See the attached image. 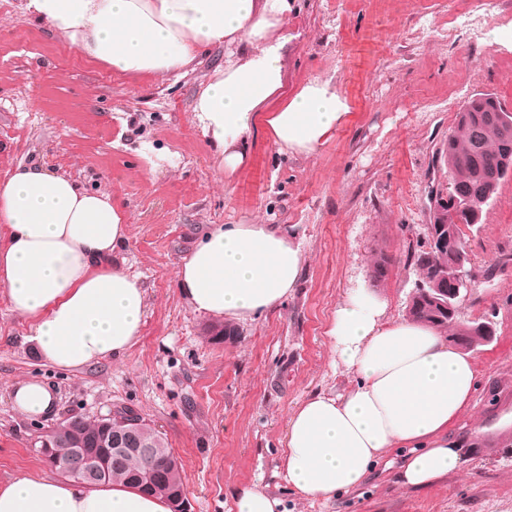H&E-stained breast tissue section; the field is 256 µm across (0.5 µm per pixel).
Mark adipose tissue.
Segmentation results:
<instances>
[{"label": "adipose tissue", "instance_id": "ef3b65f1", "mask_svg": "<svg viewBox=\"0 0 512 512\" xmlns=\"http://www.w3.org/2000/svg\"><path fill=\"white\" fill-rule=\"evenodd\" d=\"M294 0H25L26 11L89 62L124 77L164 82L193 71L212 47L224 67L196 93L191 110L225 171L245 160L247 138L263 128L278 151L308 155L335 132L346 105L329 82L308 81L266 111L285 74L282 33ZM130 215L109 193L67 173L20 164L0 179V292L31 322L41 357L71 371L122 357L137 342L147 305L140 279L119 252ZM304 252L277 224H215L177 270L196 314L244 321L279 308L298 285ZM327 335L354 383L315 392L288 416L283 478L305 499L330 500L362 485L388 450L409 449L398 480L430 488L458 465L450 431L471 406L477 369L470 353L436 328L393 318L378 292L341 300ZM16 409L49 415L51 388L16 382ZM0 512H171L166 498L120 483L25 474L0 483Z\"/></svg>", "mask_w": 512, "mask_h": 512}]
</instances>
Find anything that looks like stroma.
I'll use <instances>...</instances> for the list:
<instances>
[{
  "instance_id": "35a3bbf8",
  "label": "stroma",
  "mask_w": 512,
  "mask_h": 512,
  "mask_svg": "<svg viewBox=\"0 0 512 512\" xmlns=\"http://www.w3.org/2000/svg\"><path fill=\"white\" fill-rule=\"evenodd\" d=\"M23 5L0 0V178L33 160L125 205L122 256L148 304L124 357L61 371L38 356L28 320L0 293V482L48 473L35 442L63 419L127 407L166 435L190 512H234L233 491L251 485L283 512H512V265L496 266L512 253V179L482 223L464 230L477 282L462 317L492 322L495 334L473 352V405L452 430L457 470L411 491L396 481L403 453L393 450L330 501L298 497L281 475L288 412L353 383L326 334L337 303L364 286L404 315L418 281L408 253L427 245L428 191L448 182L436 151L471 97L490 92L512 105V41L419 40L420 15L444 29L471 0H295L280 95L328 80L347 116L308 156L278 153L255 129L228 174L191 112L200 84L224 64L223 47L175 82L116 79ZM258 221L295 233L307 262L300 284L278 311L236 323L234 342H213L176 269L209 225ZM379 251L394 259L381 281L370 273ZM27 379L55 391L53 414L14 408L12 386Z\"/></svg>"
}]
</instances>
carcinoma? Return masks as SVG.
Returning <instances> with one entry per match:
<instances>
[{"label": "carcinoma", "mask_w": 512, "mask_h": 512, "mask_svg": "<svg viewBox=\"0 0 512 512\" xmlns=\"http://www.w3.org/2000/svg\"><path fill=\"white\" fill-rule=\"evenodd\" d=\"M499 112L512 115L494 93H480L469 99L456 114V125L448 134V144L440 150L439 159L448 166V182L459 194L464 208L460 223L480 224L490 202L496 198L500 185L508 178L501 167V159L512 152V139L505 138L500 124L486 119V114ZM411 264L419 272L426 288H452L458 279V258L452 251L427 252L417 250L410 254ZM406 316L450 332L449 341L462 349L477 347L487 339L476 328V323L465 321L460 313L449 315L432 301L420 295L406 305ZM145 441L160 449L152 461L132 456L112 464L105 482H120L146 493L172 498L176 490L184 488L182 464L171 452L162 433L144 418H139ZM93 432L86 419L73 417L59 434V447ZM157 473L152 486L145 488L141 477L147 471Z\"/></svg>", "instance_id": "carcinoma-1"}]
</instances>
